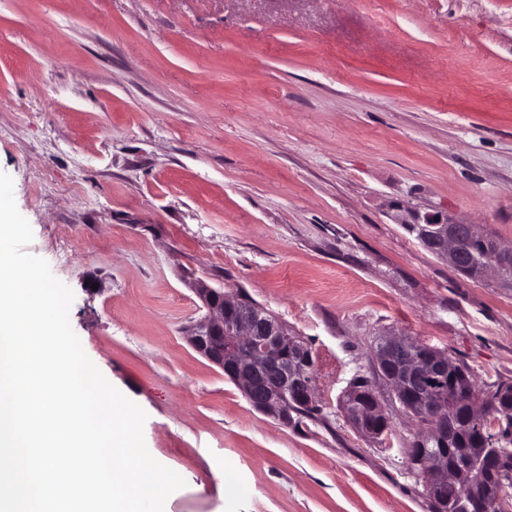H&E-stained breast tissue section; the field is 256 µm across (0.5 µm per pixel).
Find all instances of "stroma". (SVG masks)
<instances>
[{"instance_id": "35a3bbf8", "label": "stroma", "mask_w": 512, "mask_h": 512, "mask_svg": "<svg viewBox=\"0 0 512 512\" xmlns=\"http://www.w3.org/2000/svg\"><path fill=\"white\" fill-rule=\"evenodd\" d=\"M0 171L84 351L187 482L165 512H434L378 342L512 383V289L389 215L512 248V0H0ZM199 280L308 344L314 416L283 426L188 344ZM361 377L376 438L342 411ZM394 210L392 217L396 224H401L426 250L451 268L466 273L474 261L466 244L485 236L479 224L456 220L438 210L421 212L403 205L395 206Z\"/></svg>"}]
</instances>
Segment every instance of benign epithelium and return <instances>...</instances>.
I'll list each match as a JSON object with an SVG mask.
<instances>
[{
	"label": "benign epithelium",
	"mask_w": 512,
	"mask_h": 512,
	"mask_svg": "<svg viewBox=\"0 0 512 512\" xmlns=\"http://www.w3.org/2000/svg\"><path fill=\"white\" fill-rule=\"evenodd\" d=\"M393 220L426 250L461 273L473 263L467 243L485 236L480 225L456 220L438 210L421 212L397 205ZM489 269L497 272L503 286L512 288V249L497 248L482 267L484 272ZM194 291L206 313L183 327L187 342L235 382L256 410L286 426L292 392H297L301 407L315 406L316 374L311 365L314 355L298 334L253 301L205 284L196 285ZM413 345L408 338L393 334L376 347L377 366L401 405L416 418L431 421L429 436L418 439L421 448L410 449V454H418L419 466L429 484L454 483L462 487L458 512H491V502L480 482L482 469H491L489 465L482 466L484 454L478 452L473 462L454 467L448 464L444 449L426 447L427 441L446 435L439 418L443 395L427 393V385L445 389L451 361L433 349L419 360L398 363L396 353ZM343 412L350 425L362 434L368 432L372 418L388 420L376 398L363 400L353 391L348 393Z\"/></svg>",
	"instance_id": "benign-epithelium-1"
}]
</instances>
